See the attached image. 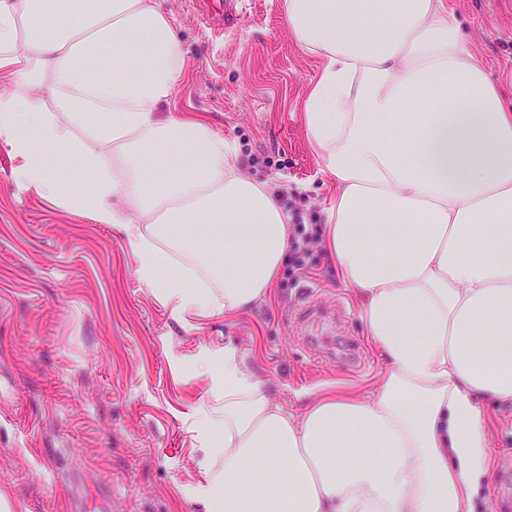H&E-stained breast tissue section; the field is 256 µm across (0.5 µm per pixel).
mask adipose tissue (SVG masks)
Wrapping results in <instances>:
<instances>
[{"label": "adipose tissue", "mask_w": 512, "mask_h": 512, "mask_svg": "<svg viewBox=\"0 0 512 512\" xmlns=\"http://www.w3.org/2000/svg\"><path fill=\"white\" fill-rule=\"evenodd\" d=\"M283 7L321 61L302 112L336 185L326 254L385 369L368 395L291 414L225 347L202 412L209 512H471L480 402L512 404V73L489 75L446 0ZM184 64L157 0H0V142L16 181L116 226L175 315L230 317L277 281L288 214L205 120L159 117Z\"/></svg>", "instance_id": "ef3b65f1"}]
</instances>
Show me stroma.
I'll list each match as a JSON object with an SVG mask.
<instances>
[{"instance_id":"stroma-1","label":"stroma","mask_w":512,"mask_h":512,"mask_svg":"<svg viewBox=\"0 0 512 512\" xmlns=\"http://www.w3.org/2000/svg\"><path fill=\"white\" fill-rule=\"evenodd\" d=\"M187 68L160 116L208 118L244 175L296 189L320 224L336 187L321 173L302 104L318 63L296 46L282 0H158ZM490 75L512 71V0H447ZM0 143V498L20 512H207L198 409L219 386L195 362L232 346L276 403L370 393L384 361L324 250L288 258L270 297L231 318L185 322L136 275L119 231L18 185ZM491 439L473 512H512V405L483 402Z\"/></svg>"}]
</instances>
